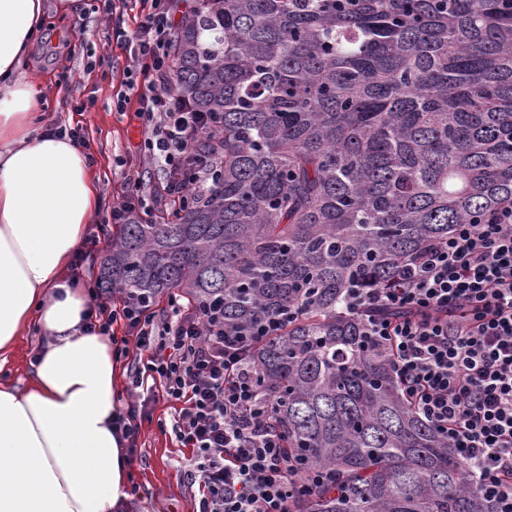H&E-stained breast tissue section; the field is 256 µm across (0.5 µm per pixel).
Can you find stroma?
I'll return each mask as SVG.
<instances>
[{
  "mask_svg": "<svg viewBox=\"0 0 512 512\" xmlns=\"http://www.w3.org/2000/svg\"><path fill=\"white\" fill-rule=\"evenodd\" d=\"M79 2L81 8L75 13L48 7L47 38L32 48L27 70L43 88L47 123L85 127L92 167L103 191L101 211L106 214L126 194L125 171L144 168L140 120L133 113L112 109L130 63L117 36L120 30L133 28L136 9L132 0H114L109 9L102 0ZM87 232L98 236L99 243L94 251L80 255L72 273L80 283L93 287L112 228L96 221ZM41 342L37 329L29 328L0 365V376L24 382ZM171 412V404L161 399L142 421L129 499L120 512H193L198 488L183 474L186 450L171 431Z\"/></svg>",
  "mask_w": 512,
  "mask_h": 512,
  "instance_id": "35a3bbf8",
  "label": "stroma"
}]
</instances>
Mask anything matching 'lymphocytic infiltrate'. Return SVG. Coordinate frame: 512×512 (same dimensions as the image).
Listing matches in <instances>:
<instances>
[{"label":"lymphocytic infiltrate","instance_id":"1","mask_svg":"<svg viewBox=\"0 0 512 512\" xmlns=\"http://www.w3.org/2000/svg\"><path fill=\"white\" fill-rule=\"evenodd\" d=\"M136 3L125 37L134 67L115 109L138 104L144 156L166 168L159 199L189 201L217 171L197 145L221 121L176 92L174 0ZM88 295V331L106 335L123 323L147 356L130 374L119 421L125 439L137 442L151 403L167 400L172 431L190 450L195 512H288L298 470L255 384L253 337L225 334L221 309L210 303L191 310L173 299L159 314L138 296L117 307L99 289ZM345 306L365 317L366 336L389 346L407 401L447 436L494 512H512V201L455 225L392 287L352 289Z\"/></svg>","mask_w":512,"mask_h":512}]
</instances>
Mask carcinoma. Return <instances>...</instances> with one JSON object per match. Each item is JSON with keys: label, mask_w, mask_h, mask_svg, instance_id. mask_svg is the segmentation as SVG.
<instances>
[{"label": "carcinoma", "mask_w": 512, "mask_h": 512, "mask_svg": "<svg viewBox=\"0 0 512 512\" xmlns=\"http://www.w3.org/2000/svg\"><path fill=\"white\" fill-rule=\"evenodd\" d=\"M178 93L221 116L220 178L116 225L98 287L219 304L303 475L290 512H489L401 390L349 289L386 288L456 224L512 200L504 0H194Z\"/></svg>", "instance_id": "carcinoma-1"}]
</instances>
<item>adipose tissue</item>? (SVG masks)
<instances>
[{
    "label": "adipose tissue",
    "instance_id": "adipose-tissue-1",
    "mask_svg": "<svg viewBox=\"0 0 512 512\" xmlns=\"http://www.w3.org/2000/svg\"><path fill=\"white\" fill-rule=\"evenodd\" d=\"M46 9L0 0V355L30 325L44 338L25 388L0 378V512H115L131 466L112 342L86 333L89 297L67 275L102 189L25 73Z\"/></svg>",
    "mask_w": 512,
    "mask_h": 512
}]
</instances>
